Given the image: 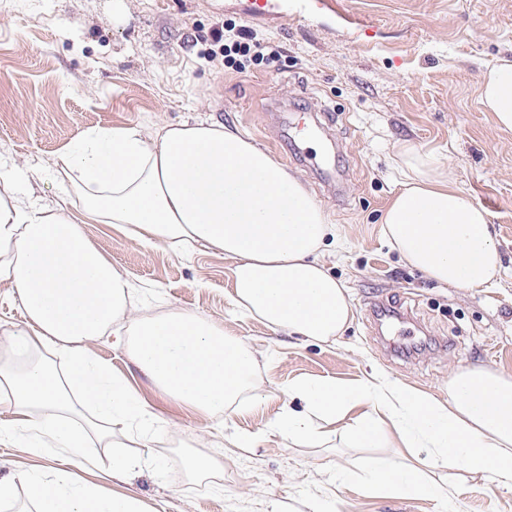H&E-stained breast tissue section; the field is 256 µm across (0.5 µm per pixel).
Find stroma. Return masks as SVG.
I'll return each instance as SVG.
<instances>
[{"label":"stroma","instance_id":"1","mask_svg":"<svg viewBox=\"0 0 512 512\" xmlns=\"http://www.w3.org/2000/svg\"><path fill=\"white\" fill-rule=\"evenodd\" d=\"M232 22L274 42L276 59L245 71L208 62L212 33ZM512 60V0H0V157L22 167L23 189L76 211L43 176L87 128L154 125L206 117L238 129L295 173L344 240L326 256L346 286L353 319L324 344L277 331L231 299V263L203 249L143 247L109 224L91 242L135 286L156 297L145 315L189 311L223 325L255 356L237 408L217 421L160 396L128 353L126 327L91 340L164 421L144 454L163 461L107 490L133 493L149 512H512V490L489 476L429 463L436 498L369 491L357 475L372 457L413 458L399 440L357 448L345 424L329 439H284L273 423L289 384H353L377 374L444 397L458 368L512 373V132L479 103L482 75ZM438 152L456 185L489 212L502 267L483 288L438 284L401 259L381 216L399 188L398 144ZM326 155L342 176L326 180L306 154ZM410 311L409 322L366 327L371 310ZM255 437L238 443L241 434ZM24 444L0 442V479L55 466ZM221 467L194 473L187 461ZM349 472L340 481L339 472Z\"/></svg>","mask_w":512,"mask_h":512}]
</instances>
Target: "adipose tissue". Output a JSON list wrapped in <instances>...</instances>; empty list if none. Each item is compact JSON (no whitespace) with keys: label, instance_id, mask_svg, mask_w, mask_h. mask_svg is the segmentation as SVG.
<instances>
[{"label":"adipose tissue","instance_id":"ef3b65f1","mask_svg":"<svg viewBox=\"0 0 512 512\" xmlns=\"http://www.w3.org/2000/svg\"><path fill=\"white\" fill-rule=\"evenodd\" d=\"M480 105L512 132V61L484 72ZM401 188L382 217L385 236L410 266L455 288H480L501 257L490 215L458 188L440 154L396 148ZM20 169L0 159V283L22 312L0 344V439L33 449H67L71 467L30 470L0 480V503L25 488L34 512H145L132 495L84 479L95 469L90 442L111 448L112 427L149 434L159 417L111 365L87 351L91 339L129 322V352L156 392L211 417L223 415L249 384L253 352L223 326L189 312L141 317L128 277L89 241L84 227L110 224L144 246L203 248L231 260L232 300L278 330L335 341L352 321L345 285L324 261L340 236L302 180L236 129L199 118L147 131H84L47 175L76 193L80 215L42 204L17 188ZM288 394L306 405L283 407L275 421L290 440L324 438L322 422L349 417L346 437L359 448L400 435L427 458L490 475L512 489V375L461 368L448 398L377 375L356 384L300 381ZM365 486L375 493L430 494L412 466L371 460Z\"/></svg>","mask_w":512,"mask_h":512}]
</instances>
